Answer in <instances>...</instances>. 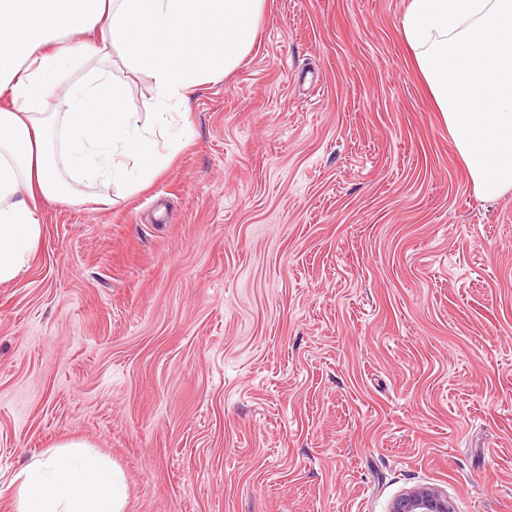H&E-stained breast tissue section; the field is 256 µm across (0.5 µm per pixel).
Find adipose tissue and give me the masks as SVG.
<instances>
[{"instance_id": "1", "label": "adipose tissue", "mask_w": 512, "mask_h": 512, "mask_svg": "<svg viewBox=\"0 0 512 512\" xmlns=\"http://www.w3.org/2000/svg\"><path fill=\"white\" fill-rule=\"evenodd\" d=\"M264 0H0V286L29 267L42 206L73 184L144 189L184 137L171 110L249 53ZM401 35L475 193L512 190V0H409ZM121 48L125 70H113ZM85 69L67 109L46 113L65 73ZM146 72L154 121L118 108L127 71ZM16 512H125L128 486L87 443L66 442L16 475Z\"/></svg>"}]
</instances>
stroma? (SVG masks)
<instances>
[{
  "label": "stroma",
  "instance_id": "obj_1",
  "mask_svg": "<svg viewBox=\"0 0 512 512\" xmlns=\"http://www.w3.org/2000/svg\"><path fill=\"white\" fill-rule=\"evenodd\" d=\"M407 4L265 0L148 189L45 203L0 286V512L71 440L125 512H512V190L474 192ZM391 512H454L448 496L433 487H417L402 493L392 503Z\"/></svg>",
  "mask_w": 512,
  "mask_h": 512
}]
</instances>
